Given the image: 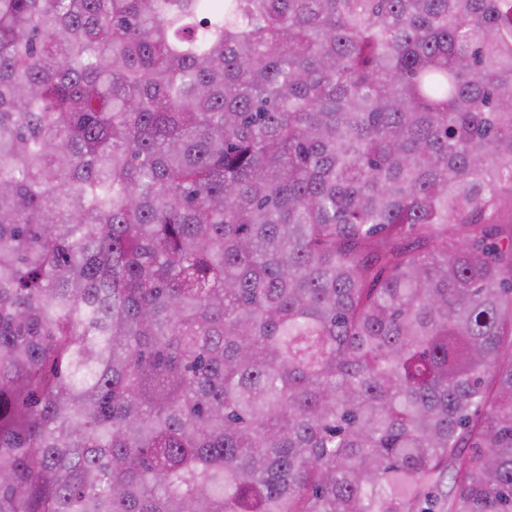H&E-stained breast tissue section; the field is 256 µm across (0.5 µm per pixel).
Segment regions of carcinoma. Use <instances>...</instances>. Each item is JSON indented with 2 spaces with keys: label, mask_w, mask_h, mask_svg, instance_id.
I'll return each mask as SVG.
<instances>
[{
  "label": "carcinoma",
  "mask_w": 512,
  "mask_h": 512,
  "mask_svg": "<svg viewBox=\"0 0 512 512\" xmlns=\"http://www.w3.org/2000/svg\"><path fill=\"white\" fill-rule=\"evenodd\" d=\"M512 512V0H0V512Z\"/></svg>",
  "instance_id": "obj_1"
}]
</instances>
